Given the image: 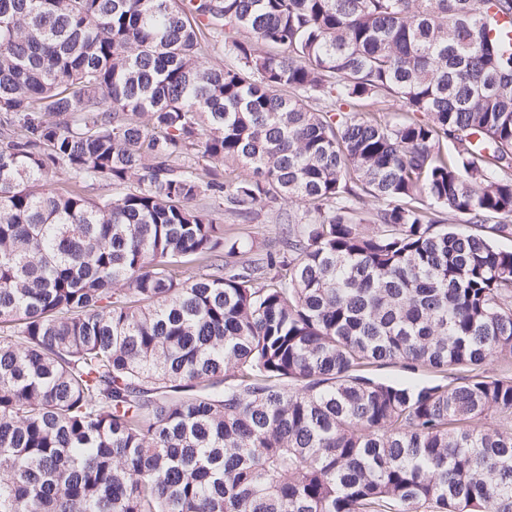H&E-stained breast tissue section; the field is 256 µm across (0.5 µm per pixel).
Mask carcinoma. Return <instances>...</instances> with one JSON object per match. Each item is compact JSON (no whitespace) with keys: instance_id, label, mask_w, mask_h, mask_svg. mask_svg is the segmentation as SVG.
<instances>
[{"instance_id":"obj_1","label":"carcinoma","mask_w":512,"mask_h":512,"mask_svg":"<svg viewBox=\"0 0 512 512\" xmlns=\"http://www.w3.org/2000/svg\"><path fill=\"white\" fill-rule=\"evenodd\" d=\"M501 17L0 0V512H512ZM278 201L247 257L218 212ZM371 372L379 378H383L390 381L395 382H420L422 380H427L433 378L434 374L426 371L418 372L416 374H411L406 372L400 364L390 363L382 366H375L372 368Z\"/></svg>"}]
</instances>
